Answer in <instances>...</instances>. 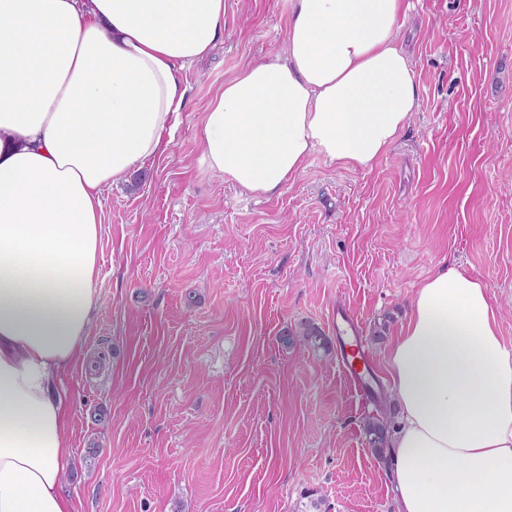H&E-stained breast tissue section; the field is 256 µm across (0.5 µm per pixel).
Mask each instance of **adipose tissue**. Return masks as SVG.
Here are the masks:
<instances>
[{
	"label": "adipose tissue",
	"instance_id": "1",
	"mask_svg": "<svg viewBox=\"0 0 512 512\" xmlns=\"http://www.w3.org/2000/svg\"><path fill=\"white\" fill-rule=\"evenodd\" d=\"M404 0H289L280 50L210 100L202 159L280 193L319 154L370 170L420 106L395 44ZM224 36V0H0V512H77L62 489L59 376L99 304L102 195L170 147L183 69ZM397 512H512V349L487 286L449 265L387 355Z\"/></svg>",
	"mask_w": 512,
	"mask_h": 512
}]
</instances>
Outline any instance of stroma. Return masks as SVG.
Segmentation results:
<instances>
[{
    "mask_svg": "<svg viewBox=\"0 0 512 512\" xmlns=\"http://www.w3.org/2000/svg\"><path fill=\"white\" fill-rule=\"evenodd\" d=\"M396 35L421 88L369 171L312 155L255 197L202 160L214 94L277 49L288 0H224V38L187 67L167 153L103 193L99 307L60 376L64 492L82 512H395L363 423L397 419L389 340L440 264L481 278L512 348V0H406ZM357 316L375 373L284 345Z\"/></svg>",
    "mask_w": 512,
    "mask_h": 512,
    "instance_id": "1",
    "label": "stroma"
}]
</instances>
